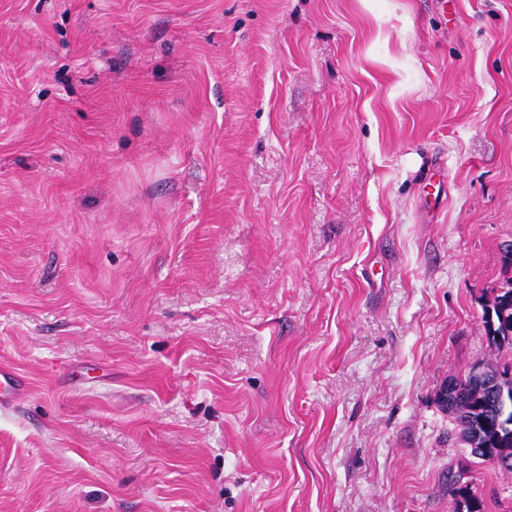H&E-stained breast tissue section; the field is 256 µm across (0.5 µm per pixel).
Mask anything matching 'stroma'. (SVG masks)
<instances>
[{"mask_svg": "<svg viewBox=\"0 0 512 512\" xmlns=\"http://www.w3.org/2000/svg\"><path fill=\"white\" fill-rule=\"evenodd\" d=\"M510 244L512 0H0V512H454ZM26 391L25 379L12 368L0 365V405H14L24 397Z\"/></svg>", "mask_w": 512, "mask_h": 512, "instance_id": "obj_1", "label": "stroma"}]
</instances>
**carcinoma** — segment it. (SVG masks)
<instances>
[{
	"label": "carcinoma",
	"instance_id": "carcinoma-1",
	"mask_svg": "<svg viewBox=\"0 0 512 512\" xmlns=\"http://www.w3.org/2000/svg\"><path fill=\"white\" fill-rule=\"evenodd\" d=\"M484 328L489 343L512 348V279L507 287L497 289L491 305L484 309ZM482 375L470 373L463 379H453L448 387L444 410L459 427L461 440L476 459L485 455L498 456L509 463L498 466L512 473V414L501 416L498 394L504 390L512 397V365L485 363ZM448 493L457 501L456 512H483V500L470 494L468 487L454 482Z\"/></svg>",
	"mask_w": 512,
	"mask_h": 512
}]
</instances>
